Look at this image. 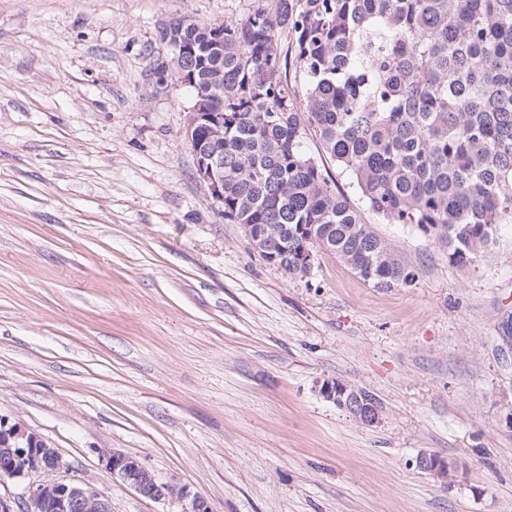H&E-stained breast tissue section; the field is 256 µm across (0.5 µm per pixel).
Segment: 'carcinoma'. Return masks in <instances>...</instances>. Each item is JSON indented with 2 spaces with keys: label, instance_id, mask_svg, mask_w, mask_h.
<instances>
[{
  "label": "carcinoma",
  "instance_id": "1",
  "mask_svg": "<svg viewBox=\"0 0 512 512\" xmlns=\"http://www.w3.org/2000/svg\"><path fill=\"white\" fill-rule=\"evenodd\" d=\"M293 35L298 106L282 77ZM162 40L193 75L191 107L224 113V219L279 224L377 288L415 275L308 156L311 127L390 224L435 230L471 265L512 223V0H265L218 27L176 19Z\"/></svg>",
  "mask_w": 512,
  "mask_h": 512
}]
</instances>
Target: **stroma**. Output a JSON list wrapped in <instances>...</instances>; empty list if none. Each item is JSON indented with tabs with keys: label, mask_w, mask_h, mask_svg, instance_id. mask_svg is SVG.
Listing matches in <instances>:
<instances>
[{
	"label": "stroma",
	"mask_w": 512,
	"mask_h": 512,
	"mask_svg": "<svg viewBox=\"0 0 512 512\" xmlns=\"http://www.w3.org/2000/svg\"><path fill=\"white\" fill-rule=\"evenodd\" d=\"M257 0H0V415L49 439L61 480L112 512H180L106 451L213 512H512V223L472 265L366 210L314 131L304 146L415 279L363 281L322 251L286 276L207 196L189 89L160 32ZM383 404L365 428L320 399ZM456 461L451 482L416 470ZM315 391L323 400L346 412L363 427H375L383 420L382 402L366 389L345 380L339 378L317 380ZM101 462L112 477L132 487L137 493L156 501H178L181 512H212L208 501L184 486L157 481L155 476L135 457L119 452L101 454ZM417 470L426 472L441 482L447 483L456 472V465L447 458L434 453H420L413 461Z\"/></svg>",
	"instance_id": "1"
}]
</instances>
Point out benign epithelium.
<instances>
[{"label":"benign epithelium","mask_w":512,"mask_h":512,"mask_svg":"<svg viewBox=\"0 0 512 512\" xmlns=\"http://www.w3.org/2000/svg\"><path fill=\"white\" fill-rule=\"evenodd\" d=\"M209 126L211 136L199 140L195 129ZM185 136L196 158V173L207 195L224 202V113L190 112ZM248 242L265 260L278 264L285 252L279 228L266 224L260 229L244 225ZM315 391L325 401L346 412L363 427H375L383 420L382 402L371 392L342 379L316 381ZM101 462L112 477L132 487L140 495L156 501H178L182 512H212L208 501L184 486L157 481L155 476L135 457L119 452L101 454ZM416 469L446 483L456 472L454 462L434 453L423 452L413 461ZM69 468V464L47 439L7 416H0V476L26 480L33 475L46 479L26 485L24 500L40 512H112L109 501L97 492L78 484L65 483L50 475Z\"/></svg>","instance_id":"obj_1"}]
</instances>
